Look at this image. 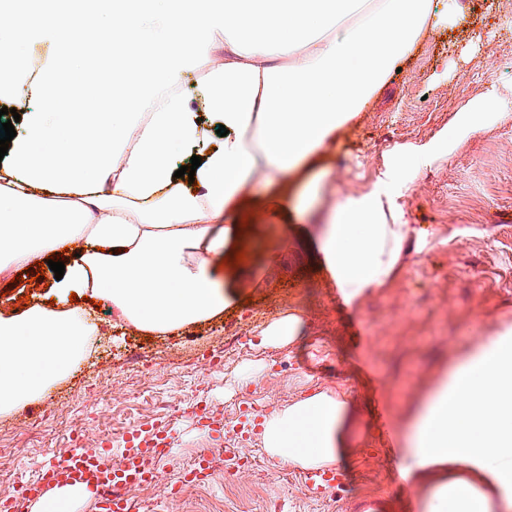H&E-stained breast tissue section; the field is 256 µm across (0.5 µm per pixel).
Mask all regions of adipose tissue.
Returning a JSON list of instances; mask_svg holds the SVG:
<instances>
[{
  "instance_id": "1",
  "label": "adipose tissue",
  "mask_w": 512,
  "mask_h": 512,
  "mask_svg": "<svg viewBox=\"0 0 512 512\" xmlns=\"http://www.w3.org/2000/svg\"><path fill=\"white\" fill-rule=\"evenodd\" d=\"M453 0H65L46 12L0 0V98L36 101L0 168V269H33L70 245L55 309L0 311V413L36 399L95 327L70 303L91 294L147 332L210 319L238 295L213 256L257 253L245 216L290 224L288 179L338 130ZM108 72L117 108H79L63 65ZM225 125L214 135L199 119ZM204 146L194 178L181 153ZM274 191L260 205L256 181ZM406 231L395 200L347 198L316 235L347 300L391 274ZM353 415L326 394L268 417L266 449L291 465L348 459ZM477 462L512 492V340H491L449 375L413 428L400 468ZM474 486L436 482L428 512H496Z\"/></svg>"
}]
</instances>
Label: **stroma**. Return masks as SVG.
<instances>
[{
    "mask_svg": "<svg viewBox=\"0 0 512 512\" xmlns=\"http://www.w3.org/2000/svg\"><path fill=\"white\" fill-rule=\"evenodd\" d=\"M456 19L428 25L399 72L336 134L325 160L302 173V189L322 174L311 203L326 211L347 197L387 190L406 238L392 275L344 304L304 241L274 231L242 288L244 303L164 334L117 318L109 303L79 301L97 326L95 344L35 401L0 413V502L38 512L16 490L72 449L110 444L118 464L130 432L160 427L175 438L158 483L133 489L134 512H346L350 497L382 493L389 512H425L435 468L412 484L382 451L372 406L393 423L404 448L416 418L452 364L490 339L512 337V29L498 27L512 0H458ZM494 99L481 127L448 141L470 105ZM55 274L21 281L0 271V294L48 301ZM296 314L294 339L265 333ZM366 335L368 343L357 340ZM354 413L353 454L341 490L306 500L297 467L270 454L262 421L314 394ZM206 410L216 436L200 430ZM215 449L209 482L174 498L164 485L201 449Z\"/></svg>",
    "mask_w": 512,
    "mask_h": 512,
    "instance_id": "stroma-1",
    "label": "stroma"
}]
</instances>
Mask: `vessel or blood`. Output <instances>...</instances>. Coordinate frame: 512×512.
<instances>
[{
    "label": "vessel or blood",
    "mask_w": 512,
    "mask_h": 512,
    "mask_svg": "<svg viewBox=\"0 0 512 512\" xmlns=\"http://www.w3.org/2000/svg\"><path fill=\"white\" fill-rule=\"evenodd\" d=\"M172 448L169 436L157 431H140L132 435L122 450L119 465L104 462V451L73 452L45 466L37 480L22 483L17 494L29 500L42 496L45 489L56 486L81 488L96 495L101 512H131L128 496L134 488L153 483L156 460L168 457ZM212 469L209 451H202L189 467L180 471L169 488L178 496L187 489L208 481ZM302 494L320 500L342 486V474L334 468L310 469L299 474ZM381 494L368 493L352 497L348 512H385Z\"/></svg>",
    "instance_id": "vessel-or-blood-1"
}]
</instances>
